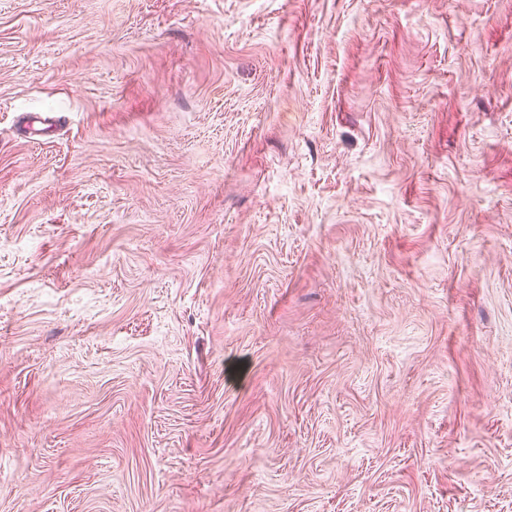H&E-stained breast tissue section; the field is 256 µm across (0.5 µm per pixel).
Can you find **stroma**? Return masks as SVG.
<instances>
[{
  "mask_svg": "<svg viewBox=\"0 0 512 512\" xmlns=\"http://www.w3.org/2000/svg\"><path fill=\"white\" fill-rule=\"evenodd\" d=\"M0 512H512V0H0Z\"/></svg>",
  "mask_w": 512,
  "mask_h": 512,
  "instance_id": "1",
  "label": "stroma"
}]
</instances>
